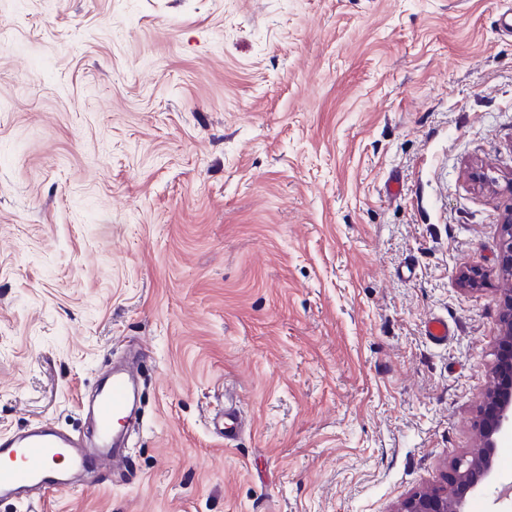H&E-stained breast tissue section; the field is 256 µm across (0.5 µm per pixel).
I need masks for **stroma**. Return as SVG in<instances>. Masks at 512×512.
Here are the masks:
<instances>
[{
  "label": "stroma",
  "instance_id": "1",
  "mask_svg": "<svg viewBox=\"0 0 512 512\" xmlns=\"http://www.w3.org/2000/svg\"><path fill=\"white\" fill-rule=\"evenodd\" d=\"M509 9L0 0V435L86 432L79 398L147 352L132 478L0 512H395L442 484L507 286L512 196L470 172L512 178ZM497 458L469 512H512V438ZM502 265L508 278L512 277V207L507 208L502 225ZM208 424L224 434V441L230 442L241 432L240 402L231 394L224 392V413L218 418L209 417Z\"/></svg>",
  "mask_w": 512,
  "mask_h": 512
}]
</instances>
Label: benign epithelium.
<instances>
[{
  "instance_id": "obj_1",
  "label": "benign epithelium",
  "mask_w": 512,
  "mask_h": 512,
  "mask_svg": "<svg viewBox=\"0 0 512 512\" xmlns=\"http://www.w3.org/2000/svg\"><path fill=\"white\" fill-rule=\"evenodd\" d=\"M502 265L512 277V207L503 219ZM503 313L496 341L497 359L491 369V384L481 400L476 423L478 444L448 465L446 481L406 498L396 512H466L468 495L486 483L494 472L496 448L512 436V289L502 293Z\"/></svg>"
}]
</instances>
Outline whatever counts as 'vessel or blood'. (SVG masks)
I'll list each match as a JSON object with an SVG mask.
<instances>
[{
  "label": "vessel or blood",
  "mask_w": 512,
  "mask_h": 512,
  "mask_svg": "<svg viewBox=\"0 0 512 512\" xmlns=\"http://www.w3.org/2000/svg\"><path fill=\"white\" fill-rule=\"evenodd\" d=\"M136 373L133 366L113 372L107 387L94 399L81 400V411L90 414L96 424V446L85 447L79 439L47 424L22 436H1L0 496L26 488L49 491L68 487V474L75 470L97 476L127 472L128 448L115 437L114 424L127 416L130 385ZM209 424L225 441L237 439L241 419L236 397L225 395L223 413L210 418Z\"/></svg>",
  "instance_id": "b4317fda"
}]
</instances>
